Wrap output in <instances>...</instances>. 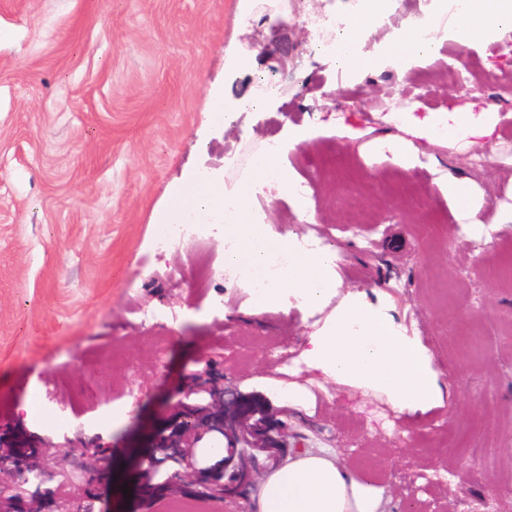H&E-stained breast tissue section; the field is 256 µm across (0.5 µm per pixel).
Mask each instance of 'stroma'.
I'll use <instances>...</instances> for the list:
<instances>
[{
    "label": "stroma",
    "mask_w": 512,
    "mask_h": 512,
    "mask_svg": "<svg viewBox=\"0 0 512 512\" xmlns=\"http://www.w3.org/2000/svg\"><path fill=\"white\" fill-rule=\"evenodd\" d=\"M357 0H0V454L25 464L64 466L82 446L73 428L98 435L110 455L108 492L75 497L92 512H165L151 494L174 470L160 450L187 421L209 424L216 398L239 404L262 432L225 431L236 454L220 463L224 494L209 512L252 506L258 479L275 466L272 448L290 424L303 447L330 448L354 467L402 486L389 512H512V223L492 240L461 234L436 180L452 173L485 207L512 204V52L501 38L444 41L408 80L385 66L346 73L312 52V20L348 23ZM433 0H395L358 43L376 54L392 25L431 13ZM250 50L246 65L229 62ZM279 85L262 107L214 123L207 98L237 100ZM263 95V94H262ZM418 102L421 111L468 102L494 105L492 140L464 151L419 143L420 162L404 169L391 153L365 146L399 137L385 111ZM345 117L359 140L318 137L282 159L314 202L302 220L278 188L257 185L253 217L269 235L321 239L341 257L338 296L361 293L385 304L396 324L430 352L440 398L399 410L382 391L315 370L282 374L277 347L303 355L336 304L300 307L286 298L258 307L246 281L203 287V267L224 264V225L211 223L197 249L157 250L153 223L170 190L191 172L226 186L247 178L252 160L289 130ZM486 160L487 169L475 167ZM171 313L147 328L141 310ZM167 348L164 375L132 362L148 336ZM205 355L219 357L211 379L221 395L194 394L191 413L175 396ZM304 395L279 404L275 376ZM89 395L72 397L71 380ZM67 408L70 429L26 426L35 389ZM130 406L120 428L103 414ZM253 477L240 479V458ZM471 467L466 484L455 469ZM136 476L140 493L116 506L114 492Z\"/></svg>",
    "instance_id": "stroma-1"
}]
</instances>
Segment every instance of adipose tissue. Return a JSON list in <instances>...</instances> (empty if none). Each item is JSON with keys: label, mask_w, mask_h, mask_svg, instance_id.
I'll return each instance as SVG.
<instances>
[{"label": "adipose tissue", "mask_w": 512, "mask_h": 512, "mask_svg": "<svg viewBox=\"0 0 512 512\" xmlns=\"http://www.w3.org/2000/svg\"><path fill=\"white\" fill-rule=\"evenodd\" d=\"M462 20L449 35L481 43L500 28L512 25V0H454ZM391 0H362V8L341 35L336 58L345 71L358 74L375 68L379 58L357 51L363 32L387 14ZM440 17L428 15L425 26L404 23L384 45V56L400 74L433 57L443 43ZM391 122L413 137L455 146L469 139L491 138L500 121L494 107L429 112L417 117L413 108L391 113ZM457 223L468 234L486 235L487 223L512 222V206L496 209L483 220L482 200L453 174L438 181ZM305 362L326 375L357 386L386 391L394 407H424L440 395L437 373L428 350L395 326L383 307L348 293L335 315L310 338ZM385 490L344 464L328 448H305L288 454L257 487L254 512H386Z\"/></svg>", "instance_id": "1"}]
</instances>
